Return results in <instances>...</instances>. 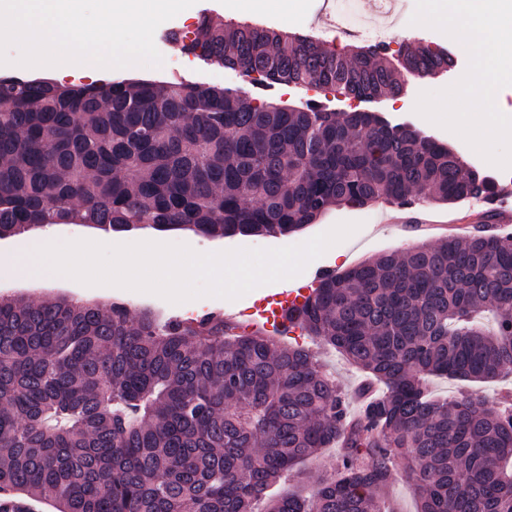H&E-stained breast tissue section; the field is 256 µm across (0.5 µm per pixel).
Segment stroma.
<instances>
[{
	"mask_svg": "<svg viewBox=\"0 0 512 512\" xmlns=\"http://www.w3.org/2000/svg\"><path fill=\"white\" fill-rule=\"evenodd\" d=\"M184 15L163 22L156 29L154 44L163 58L161 66L150 71L113 69L111 75L116 79L136 80H178L184 79L205 86H223L224 69L219 65H210L197 56L185 52L177 36L183 28ZM451 80L450 74L433 78H412L406 85L404 97L396 102L380 101L374 104V111L385 114L395 122H409L427 134L438 135L437 125L425 121L416 113L415 105L420 92L436 91L446 88ZM385 214L380 205L364 207L341 206L330 210L316 223L307 225L302 230L284 236L261 237L234 236L224 239H209L189 231L160 232L153 229L116 233L113 243H132L143 237H150L161 243L184 244L200 253L219 252L238 248H279L296 245L323 233L341 222L358 223V230L346 240L330 247L321 257L312 261L306 268L307 274H314L317 269L326 267L336 272H343L360 262L383 252L402 251L421 244H435L432 236H406L394 225L385 223ZM36 238L35 232L0 241V296L38 300L46 297L66 295L83 300H95L103 303H127L131 314H139L143 309H151L160 319L170 316H186L182 305L173 304L162 297L145 293L135 295L134 291L115 286H88L74 281L69 283L42 282L25 283L12 278L7 267L11 256L30 245ZM291 344L309 349L321 367L336 379V384L349 403L351 409H358L357 393L366 381L363 372L346 360L338 351L330 349L309 336H293Z\"/></svg>",
	"mask_w": 512,
	"mask_h": 512,
	"instance_id": "stroma-1",
	"label": "stroma"
}]
</instances>
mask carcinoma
Returning <instances> with one entry per match:
<instances>
[{"label": "carcinoma", "instance_id": "cac0c4a2", "mask_svg": "<svg viewBox=\"0 0 512 512\" xmlns=\"http://www.w3.org/2000/svg\"><path fill=\"white\" fill-rule=\"evenodd\" d=\"M185 50L271 84L397 98L438 48L349 54L205 17ZM496 186L443 143L374 112L286 107L180 81L0 77V240L78 221L212 239L277 236L330 209ZM383 388L358 415L301 346L222 320L160 322L122 303L0 299V512H383L397 470L418 512H512V404L436 400L432 376L512 374V236L448 237L319 281L293 313ZM342 447L305 496L280 483Z\"/></svg>", "mask_w": 512, "mask_h": 512}]
</instances>
